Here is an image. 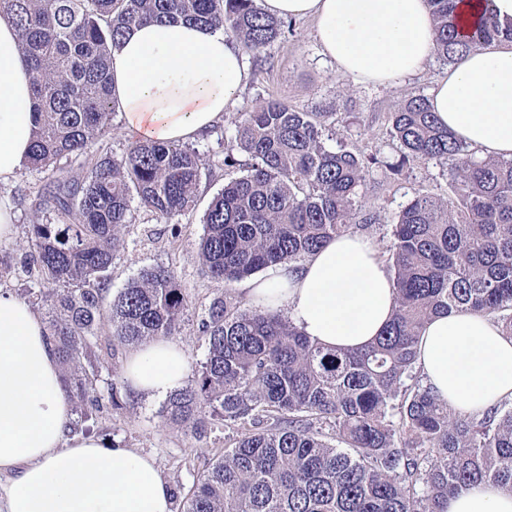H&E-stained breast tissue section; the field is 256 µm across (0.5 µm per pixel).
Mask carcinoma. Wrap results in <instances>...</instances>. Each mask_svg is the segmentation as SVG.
<instances>
[{"label": "carcinoma", "instance_id": "carcinoma-1", "mask_svg": "<svg viewBox=\"0 0 512 512\" xmlns=\"http://www.w3.org/2000/svg\"><path fill=\"white\" fill-rule=\"evenodd\" d=\"M436 55L450 65L473 49L512 41V22L486 11L465 32L456 0H428ZM30 70L36 119L29 165L53 171L35 207L68 221L34 224L30 263L53 288L40 294L62 383L84 419L100 409L98 330L107 355L177 333L187 306L173 270L140 271L104 308L131 202L166 222L195 208L198 152L136 140L120 157L103 147L114 110L111 49L135 25L181 19L232 32L259 58L293 22L255 0H0ZM351 112H305L258 103L235 126L224 163L247 156L203 217L198 257L219 284L299 263L374 221L362 193L374 166L452 162V196L416 193L391 225L388 258L396 307L369 345L331 349L280 311L241 307L224 291L202 321L205 361L170 394L163 417L203 437L231 432L224 455L183 497L178 512H448V497L483 482L512 493V407L462 415L423 384L421 333L433 316L468 309L512 336V159L481 158L443 126L423 96L392 116L384 153L326 148L325 132ZM88 158L87 168L61 165Z\"/></svg>", "mask_w": 512, "mask_h": 512}]
</instances>
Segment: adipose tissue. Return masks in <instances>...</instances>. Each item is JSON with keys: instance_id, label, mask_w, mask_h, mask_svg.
Instances as JSON below:
<instances>
[{"instance_id": "1", "label": "adipose tissue", "mask_w": 512, "mask_h": 512, "mask_svg": "<svg viewBox=\"0 0 512 512\" xmlns=\"http://www.w3.org/2000/svg\"><path fill=\"white\" fill-rule=\"evenodd\" d=\"M264 12L315 24L337 75L387 86L420 74L434 54L428 0H259ZM248 79L239 46L223 31L162 19L133 27L112 52L116 108L128 136L184 143L223 120ZM431 109L479 155L512 158V41L471 51L435 83ZM34 130L29 71L10 16L0 15V183L28 163ZM255 306L285 310L311 339L356 349L394 308L391 275L373 242L347 234L298 264L249 282ZM424 381L473 414L512 401V337L473 311L435 316L418 344ZM183 350L153 339L129 353L123 377L136 393L163 397L187 377ZM54 342L38 314L0 289V512H172L154 459L73 432ZM448 512H512L490 483L450 496Z\"/></svg>"}]
</instances>
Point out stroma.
I'll use <instances>...</instances> for the list:
<instances>
[{"mask_svg":"<svg viewBox=\"0 0 512 512\" xmlns=\"http://www.w3.org/2000/svg\"><path fill=\"white\" fill-rule=\"evenodd\" d=\"M249 80L238 92L233 106L208 135L193 140V147L204 163L201 196L194 210L166 224L139 203H132L130 223L124 232L125 243L116 254L110 270L108 296H115L146 267L165 266L174 270L188 306L180 330L174 337L185 352L189 368H197L207 354V337L201 321L213 299L224 288L201 269L197 247L203 234V215L214 195L226 180L240 176L239 167L224 164V147L233 136L241 112L256 102L279 100L306 112H353L356 122L350 128H337L326 142L329 149L342 146L366 153L390 150V116L408 98L429 95L446 66L439 59L427 62L419 75L396 81L392 86L361 84L335 74L333 63L324 57L309 20L295 23L292 35L271 43L262 57L245 54ZM49 178L47 171L23 168L10 182L0 186L16 215L17 231L0 242V287L17 298L46 289L37 275L26 273L23 261L34 253L30 226L34 223L63 225L64 220L51 211H36L38 189ZM451 164L446 160L429 163L415 161L394 176L374 169L364 190L367 210L376 221L367 235L380 255H388L390 226L402 204L415 192L445 196L450 191ZM123 358L105 360L99 370V390L115 384L123 397L121 408L104 405L94 432L103 445L112 443L135 448L152 455L161 476L171 490L187 493L200 476L224 453V427L212 425L205 438L167 423L161 415L160 398H146L129 390L123 379Z\"/></svg>","mask_w":512,"mask_h":512,"instance_id":"stroma-1","label":"stroma"}]
</instances>
